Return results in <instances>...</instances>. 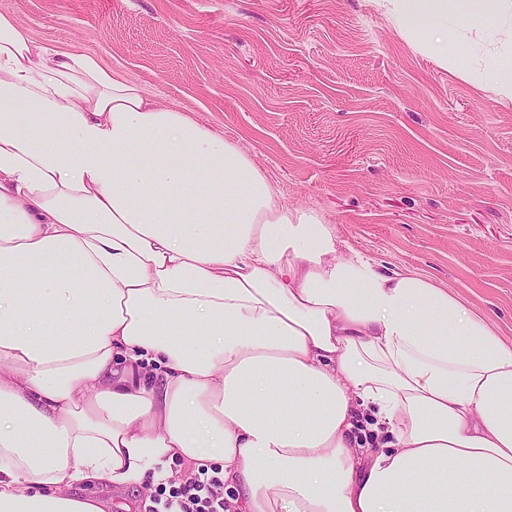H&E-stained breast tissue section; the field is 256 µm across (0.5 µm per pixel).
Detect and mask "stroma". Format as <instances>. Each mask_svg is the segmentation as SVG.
<instances>
[{"label":"stroma","mask_w":512,"mask_h":512,"mask_svg":"<svg viewBox=\"0 0 512 512\" xmlns=\"http://www.w3.org/2000/svg\"><path fill=\"white\" fill-rule=\"evenodd\" d=\"M0 13L224 134L342 249L452 291L512 341V99L484 77L512 60V18L411 36L377 0H0ZM157 489L74 492L141 512Z\"/></svg>","instance_id":"stroma-1"}]
</instances>
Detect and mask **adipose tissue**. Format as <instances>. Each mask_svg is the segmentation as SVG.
<instances>
[{"label": "adipose tissue", "instance_id": "obj_1", "mask_svg": "<svg viewBox=\"0 0 512 512\" xmlns=\"http://www.w3.org/2000/svg\"><path fill=\"white\" fill-rule=\"evenodd\" d=\"M382 4L408 32L512 0ZM177 461L220 467L244 512H512V345L0 14V512H105L75 485Z\"/></svg>", "mask_w": 512, "mask_h": 512}]
</instances>
